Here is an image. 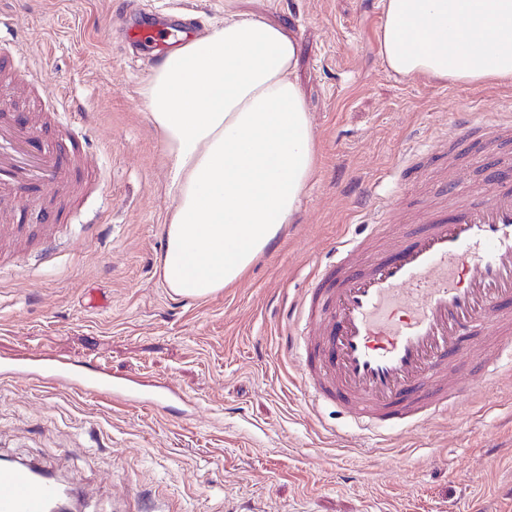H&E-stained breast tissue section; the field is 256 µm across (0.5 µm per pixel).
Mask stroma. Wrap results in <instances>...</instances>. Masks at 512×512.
Returning <instances> with one entry per match:
<instances>
[{
    "label": "stroma",
    "mask_w": 512,
    "mask_h": 512,
    "mask_svg": "<svg viewBox=\"0 0 512 512\" xmlns=\"http://www.w3.org/2000/svg\"><path fill=\"white\" fill-rule=\"evenodd\" d=\"M225 0H0V36L41 75L99 184L68 206L52 257L38 205L0 218V364L18 355L103 364L113 381L172 387L164 408L117 407L0 379V454L79 487L86 512H512V370L477 368L486 334L448 368L447 417L372 443L335 405L304 397L289 315L375 198L451 114L512 109V84L405 78L375 49L380 0H237L295 40L316 168L291 224L224 292L171 295L159 268L170 165L141 91L159 58L129 27L223 22ZM97 306H89L88 292Z\"/></svg>",
    "instance_id": "35a3bbf8"
}]
</instances>
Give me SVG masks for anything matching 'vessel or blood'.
I'll use <instances>...</instances> for the list:
<instances>
[{"label": "vessel or blood", "mask_w": 512, "mask_h": 512, "mask_svg": "<svg viewBox=\"0 0 512 512\" xmlns=\"http://www.w3.org/2000/svg\"><path fill=\"white\" fill-rule=\"evenodd\" d=\"M19 55L0 43V111L18 86L38 88ZM509 139L511 117L462 113L427 150L444 156L449 144H463L470 162L487 170L484 183L442 180L437 201L415 214L417 231L393 240L387 227L411 200L409 184L400 183L375 207L369 234L343 242L300 303V318L318 325L314 338L290 341L301 389L336 400L364 426L402 429L447 414L457 390L446 373L468 337L495 333L480 358L488 374L499 373L501 359L512 362V154L501 149ZM76 150L53 120L0 124V200L44 202L43 222L60 223L54 199L83 197L91 180L77 169ZM43 365L54 387L116 405L160 404L155 393L113 384L99 368L79 371L54 357H19L11 373L34 377ZM60 493L56 480L29 465L0 464V512H49Z\"/></svg>", "instance_id": "1"}]
</instances>
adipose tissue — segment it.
Listing matches in <instances>:
<instances>
[{"label": "adipose tissue", "instance_id": "1", "mask_svg": "<svg viewBox=\"0 0 512 512\" xmlns=\"http://www.w3.org/2000/svg\"><path fill=\"white\" fill-rule=\"evenodd\" d=\"M379 51L407 78L512 83V0H381ZM296 45L236 14L166 54L142 89L171 165L161 275L205 299L239 281L290 222L314 134L293 78Z\"/></svg>", "mask_w": 512, "mask_h": 512}]
</instances>
